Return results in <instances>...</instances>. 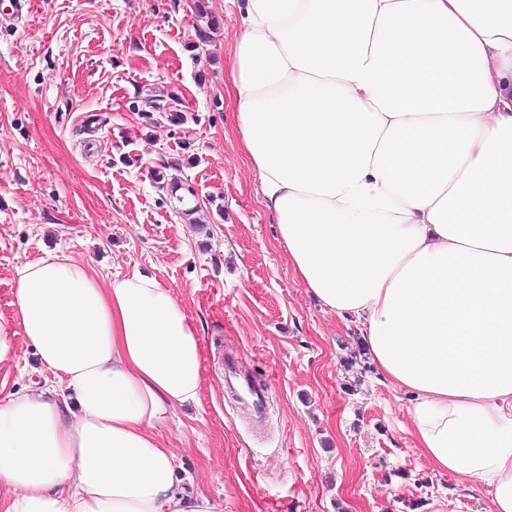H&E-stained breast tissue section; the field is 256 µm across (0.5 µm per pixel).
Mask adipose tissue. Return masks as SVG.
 I'll return each mask as SVG.
<instances>
[{
	"label": "adipose tissue",
	"instance_id": "obj_1",
	"mask_svg": "<svg viewBox=\"0 0 512 512\" xmlns=\"http://www.w3.org/2000/svg\"><path fill=\"white\" fill-rule=\"evenodd\" d=\"M237 129L292 269L361 323L433 469L512 512V0H243ZM49 384L0 398V512H224L157 433L198 402L180 299L48 252L15 269Z\"/></svg>",
	"mask_w": 512,
	"mask_h": 512
}]
</instances>
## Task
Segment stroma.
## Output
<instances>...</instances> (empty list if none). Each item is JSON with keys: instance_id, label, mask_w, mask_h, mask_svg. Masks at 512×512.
<instances>
[{"instance_id": "35a3bbf8", "label": "stroma", "mask_w": 512, "mask_h": 512, "mask_svg": "<svg viewBox=\"0 0 512 512\" xmlns=\"http://www.w3.org/2000/svg\"><path fill=\"white\" fill-rule=\"evenodd\" d=\"M217 29L192 51L193 0H0V317L16 266L47 252L100 278L141 272L180 298L203 348L198 403L160 433L185 489L224 512H409L449 501L483 512L479 481L436 473L413 447L409 395L366 360L361 327L308 295L244 153L229 81L235 0H207ZM186 115L142 109L155 90ZM195 157L196 164L183 160ZM195 190L177 202L158 175ZM201 206L205 223L185 211ZM233 356L268 395L255 432L224 390Z\"/></svg>"}]
</instances>
